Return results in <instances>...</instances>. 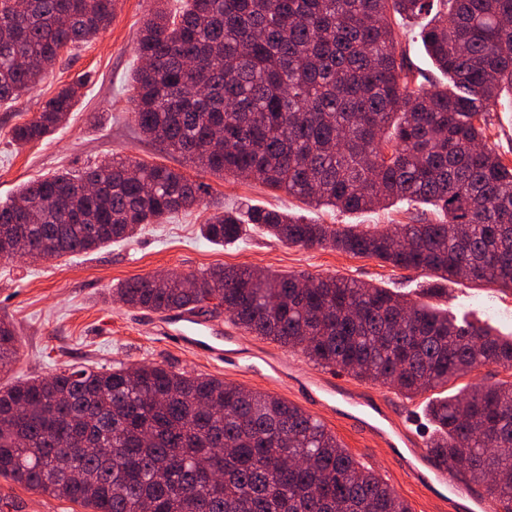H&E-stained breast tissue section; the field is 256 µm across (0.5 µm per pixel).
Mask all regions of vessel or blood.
<instances>
[{"label": "vessel or blood", "instance_id": "vessel-or-blood-1", "mask_svg": "<svg viewBox=\"0 0 512 512\" xmlns=\"http://www.w3.org/2000/svg\"><path fill=\"white\" fill-rule=\"evenodd\" d=\"M169 337L178 345L208 351L215 360L248 370L254 363L240 348L236 337L223 334L218 325L188 313L176 314ZM270 368L288 378L295 392L319 406L349 420L352 425L382 447L395 449L402 473L425 487L444 512H503V503L493 501L458 481L451 471L429 454L424 437L408 417L388 402L365 391L316 372L297 370L294 364L276 359Z\"/></svg>", "mask_w": 512, "mask_h": 512}]
</instances>
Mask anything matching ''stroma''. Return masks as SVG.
<instances>
[{
	"mask_svg": "<svg viewBox=\"0 0 512 512\" xmlns=\"http://www.w3.org/2000/svg\"><path fill=\"white\" fill-rule=\"evenodd\" d=\"M155 7L156 0H116L110 24L96 39L62 53L42 83L14 103L0 105V201L10 199L25 181L62 169L78 171L119 154L196 176L207 187L206 204L146 225L131 240L87 254L50 263L0 261V317L11 320L17 332L16 360L9 373L0 374V386L47 377L71 365L108 368L158 363L296 402L286 380L269 376L262 369L241 371L206 353L175 346L163 334V315L130 308L112 298L113 288L132 278L160 273L198 275L216 266H249L284 275H335L409 295L458 317L474 313L496 334L512 337V294L491 284L452 282L445 294L429 295L425 289L432 275L398 269L372 257L286 245L258 229L248 230L242 241L224 246L202 238L199 227L211 216L216 202L228 207L277 208L321 224L362 228L411 223L419 208L404 201L353 212L316 207L249 178L196 173L184 159L140 135L129 113V84L138 66L135 46L139 32ZM395 30L403 35L407 66L425 75L427 85L444 84L445 78L426 53L416 26L404 20ZM77 80L84 86L67 122L50 138L17 148L11 140L13 127L32 118L40 103L62 85ZM210 318L249 351L287 359L300 369L312 367L302 354L236 328L223 311H214ZM311 414L336 435L356 461L382 477L411 512H439L427 491L400 474L392 449L376 445L325 409H312ZM0 512L86 510L70 500L41 494L0 476Z\"/></svg>",
	"mask_w": 512,
	"mask_h": 512,
	"instance_id": "35a3bbf8",
	"label": "stroma"
}]
</instances>
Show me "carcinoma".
I'll list each match as a JSON object with an SVG mask.
<instances>
[{
  "label": "carcinoma",
  "mask_w": 512,
  "mask_h": 512,
  "mask_svg": "<svg viewBox=\"0 0 512 512\" xmlns=\"http://www.w3.org/2000/svg\"><path fill=\"white\" fill-rule=\"evenodd\" d=\"M186 0L146 20L131 78L139 133L205 172L250 177L318 206L431 205L385 230L225 209L207 241L276 240L375 257L444 281L512 293V166L486 145L512 96V0ZM114 0H0V104L40 84L66 47L90 43ZM433 17L419 36L441 88L410 87L392 18ZM83 82L62 86L12 129L18 147L54 133ZM165 165L113 156L25 182L0 205V260L35 261L133 238L204 204ZM119 301L155 313L224 309L232 323L318 366L412 400L487 365L512 371V340L388 288L336 276L220 266L137 277ZM17 336L0 318V373ZM427 448L511 504L512 381L465 386L428 407ZM112 449L108 457L100 452ZM0 475L93 512H411L321 422L278 396L161 364L70 366L0 387Z\"/></svg>",
  "instance_id": "carcinoma-1"
}]
</instances>
